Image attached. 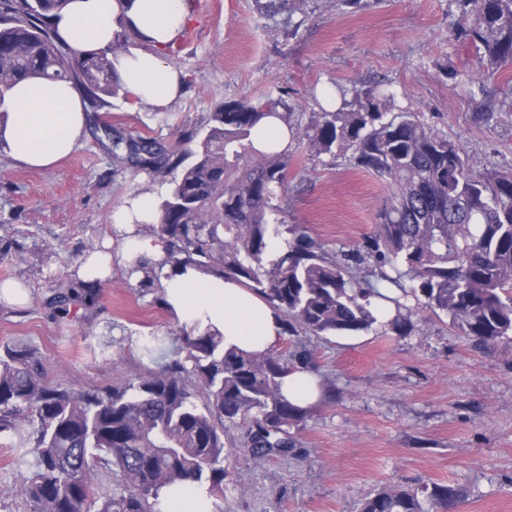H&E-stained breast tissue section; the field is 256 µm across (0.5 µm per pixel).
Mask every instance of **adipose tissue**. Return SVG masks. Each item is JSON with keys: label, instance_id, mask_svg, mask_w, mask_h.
Masks as SVG:
<instances>
[{"label": "adipose tissue", "instance_id": "adipose-tissue-1", "mask_svg": "<svg viewBox=\"0 0 512 512\" xmlns=\"http://www.w3.org/2000/svg\"><path fill=\"white\" fill-rule=\"evenodd\" d=\"M191 20L186 0H69L53 14L51 23L77 56L110 51L120 32L142 39L114 62L117 83L137 102L164 107L184 90L181 71L166 62L163 51L173 44ZM86 134L84 104L72 83L32 79L19 84L13 106L0 122V144L10 156L30 167H49L73 152ZM160 221L158 199L145 193L120 206L112 222L122 236L119 252L96 250L85 257L77 275L86 282L112 274L113 261L130 264L134 258L151 262L155 286L181 322L219 331L225 348L264 352L278 343L282 322L261 296L232 279H220L196 269L172 266L161 240L135 234L138 224ZM283 397L306 409L322 389L310 368L289 371L281 380Z\"/></svg>", "mask_w": 512, "mask_h": 512}]
</instances>
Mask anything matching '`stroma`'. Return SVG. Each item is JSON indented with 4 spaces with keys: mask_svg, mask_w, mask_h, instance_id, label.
I'll return each mask as SVG.
<instances>
[{
    "mask_svg": "<svg viewBox=\"0 0 512 512\" xmlns=\"http://www.w3.org/2000/svg\"><path fill=\"white\" fill-rule=\"evenodd\" d=\"M192 20L172 59L182 97L157 109L117 96L98 121L111 133L150 136L180 149L181 132L203 127L224 101L287 89L298 111L315 112L325 84L385 79L399 103L460 141L482 167L512 168V67L473 92L475 46L453 40L454 0H368L357 14L337 0H309L292 28L260 13L255 0H188ZM88 128L57 165L30 169L0 151V283L28 290L23 303L0 300V347L41 352L48 382L103 388L118 374L150 368L140 344L177 332L180 321L158 289L140 287L122 265L100 283L94 305L66 318L48 304L82 258L120 246L113 210L129 196H165L169 178L112 164V143ZM288 217L328 249L371 234L389 193L374 176L331 165L294 144ZM407 336L389 331L307 336L323 396L295 431L297 455L256 461L236 448L224 467L238 490L224 512H359L367 494L444 483L468 496L454 512H512V341L474 351L447 318L424 313ZM18 449L0 441V512H23L16 496Z\"/></svg>",
    "mask_w": 512,
    "mask_h": 512,
    "instance_id": "stroma-1",
    "label": "stroma"
}]
</instances>
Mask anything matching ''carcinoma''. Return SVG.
<instances>
[{
    "label": "carcinoma",
    "mask_w": 512,
    "mask_h": 512,
    "mask_svg": "<svg viewBox=\"0 0 512 512\" xmlns=\"http://www.w3.org/2000/svg\"><path fill=\"white\" fill-rule=\"evenodd\" d=\"M70 0H0V115L13 89L29 79L69 81L87 116L110 106L122 88L109 54L77 60L56 36L52 13ZM308 0H265L270 12L307 16ZM454 36L483 50L472 84L512 65V0H456ZM288 126L317 158L339 159L385 181L390 192L374 232L330 251L297 224L282 220L288 152L255 148L252 132L266 116ZM171 151L152 137L112 139V164L170 183L154 227L171 262L234 279L281 316L283 335L383 329L414 331L412 316L442 313L480 350L512 340V172L474 168L464 149L398 105L391 83L336 87V105L305 114L288 91L227 100L201 129L184 133ZM284 238L276 253L270 241ZM96 286L63 283L49 299L60 315L75 301L95 299ZM395 307L382 322L372 306ZM142 357L157 369L121 375L104 389L67 390L45 380L39 351L0 352V438L34 455L16 496L25 512H161L166 488L188 480L224 512V449L263 460L292 453V429L309 411L289 403L280 379L311 365L303 347L224 349V338L196 322L178 336H148ZM115 489H100L101 470ZM465 491L433 483L393 487L366 497L361 512H445Z\"/></svg>",
    "instance_id": "1"
}]
</instances>
